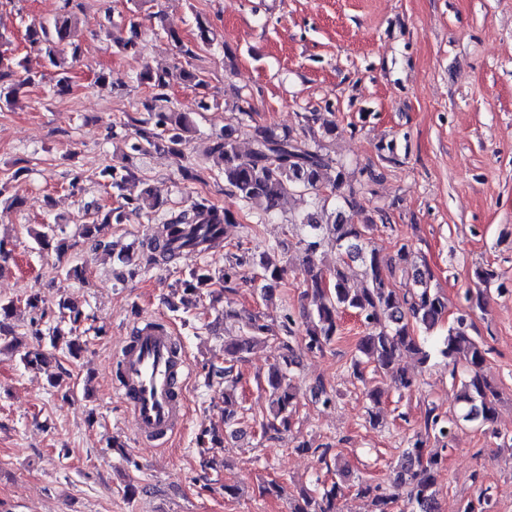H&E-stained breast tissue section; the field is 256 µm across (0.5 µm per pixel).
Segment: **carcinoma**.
<instances>
[{"mask_svg":"<svg viewBox=\"0 0 512 512\" xmlns=\"http://www.w3.org/2000/svg\"><path fill=\"white\" fill-rule=\"evenodd\" d=\"M76 0H64L63 12L51 21L33 19L25 26L26 42L45 59L51 71L53 93L64 95L71 88L73 62L82 55L80 45L70 41L72 30L80 17ZM100 31L128 29L126 37H112L113 52L138 54L141 52V25L135 16L117 24L105 17ZM196 42H186L180 35L169 33L174 55L169 63H145L135 81L151 89L137 109L140 117L131 119L133 131L125 138L121 157L101 171L104 185L117 200L115 207H86L83 220L76 225L75 235L102 245L99 235L104 227L123 224L132 212L165 210L167 201L154 192L148 180L139 175L134 163L152 150L164 147L182 155L190 145L195 131L188 112L178 110L168 94L173 77L194 88L205 87L201 72L193 63L200 47L213 41L210 23L196 16ZM11 40L0 32V108L17 106L24 88L40 84L45 74L31 71L25 60L16 57L10 48ZM232 111L247 118L254 148L240 150L233 131H220L212 138L211 153L221 163L225 193L243 206L257 205L266 215L273 213L285 196L293 192H308L320 203V209L298 216L291 223L300 226L302 233L295 243L299 251V266L304 271L302 296L309 301L303 309L302 330L296 329L293 317L276 329L264 323L255 313L243 314L232 302L224 306V319L241 324V334L224 344V366L210 365V373L224 377V424L231 428L239 424L243 410L236 395L235 364L256 346L274 341L278 344L279 359L265 378L268 413L260 423L262 434L272 435L288 430L298 405V391L292 384L293 368L300 364V355L306 351H323L334 341L340 328L341 314L347 310L357 313L366 333L357 345L358 357L352 360L353 373L363 376L362 365H371L377 372L391 377L396 387L408 389L415 376L400 367V359L412 357L419 364L426 363L437 352L448 360L451 379L459 382L456 392L458 409L442 415L436 409L427 411L425 432L414 434L402 450L394 481L409 486V494L402 512H438L439 488L436 476L445 467L441 453L428 449L431 439L446 442L455 437L458 429L473 425L498 436L495 428L498 418L499 392L484 374L489 349L483 340L470 334L472 315L484 311L488 290L498 279L490 266L478 267L474 277L480 288L466 296L468 306L460 310L448 324L446 334L430 344L428 337L445 319L448 299L433 285L434 275L425 260L419 259L415 245L400 239L390 254L383 253L374 243L378 230L375 211L361 202L360 194L379 174L368 166L351 169L340 158L323 151L320 145H310L307 135L311 127L301 132L282 131L258 123L254 109L246 98L235 102ZM234 221L233 213L221 208L203 196H191L179 211L165 210L160 234L141 244L146 263L168 267L176 263L186 250H206L224 235V225ZM32 243L41 252H53L62 257L69 248L66 230L62 224H39L27 229ZM336 249V267L325 272L319 265V253L324 245ZM250 265L262 280L261 294H273L292 268L288 257V242L282 241L259 253L232 256L224 270L214 275L207 270H191L179 280L184 294L201 299L213 295L212 288L224 286L231 292L239 276V268ZM357 265L359 286H350L349 268ZM408 274L411 286L399 289L393 284L397 272ZM31 312L30 322L21 339L7 325V320L18 309L17 301L0 299V350L19 355L27 368L39 369L49 363L52 352L61 351L69 357H80L85 341L77 334L83 311L73 302L60 299L56 310H47L44 299L32 295L25 301ZM69 320L71 327L63 331L49 323L53 316ZM301 335H296V332ZM383 392L378 387L366 391L371 404L369 423H382L380 410ZM224 438L216 432H204L199 437L200 454L219 448ZM339 480L320 488L301 489L291 497L289 512H339L337 503L345 495V470L336 471ZM356 494L368 502V512H394L396 500L378 485L357 484Z\"/></svg>","mask_w":512,"mask_h":512,"instance_id":"cac0c4a2","label":"carcinoma"}]
</instances>
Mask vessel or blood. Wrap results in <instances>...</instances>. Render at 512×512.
<instances>
[{
    "instance_id": "obj_1",
    "label": "vessel or blood",
    "mask_w": 512,
    "mask_h": 512,
    "mask_svg": "<svg viewBox=\"0 0 512 512\" xmlns=\"http://www.w3.org/2000/svg\"><path fill=\"white\" fill-rule=\"evenodd\" d=\"M170 329L148 322L122 344L112 389L125 405L139 439L165 443L186 419L187 362L175 354Z\"/></svg>"
}]
</instances>
